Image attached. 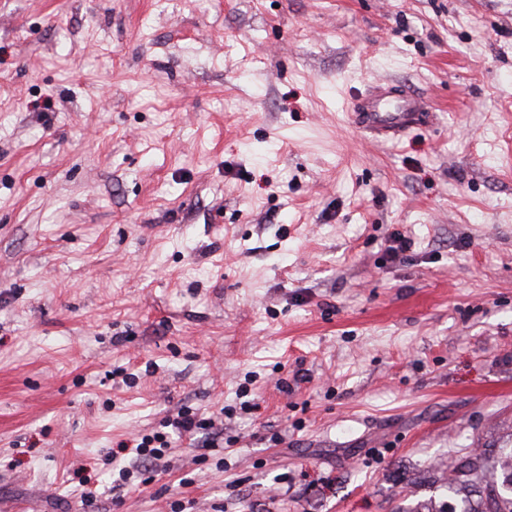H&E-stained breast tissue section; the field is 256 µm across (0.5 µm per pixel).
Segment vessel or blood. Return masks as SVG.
Instances as JSON below:
<instances>
[{"label":"vessel or blood","mask_w":512,"mask_h":512,"mask_svg":"<svg viewBox=\"0 0 512 512\" xmlns=\"http://www.w3.org/2000/svg\"><path fill=\"white\" fill-rule=\"evenodd\" d=\"M427 111L422 98L398 82L385 81L373 85L355 101L351 116L355 125L375 139L393 141L417 125Z\"/></svg>","instance_id":"b4317fda"}]
</instances>
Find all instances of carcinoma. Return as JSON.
I'll use <instances>...</instances> for the list:
<instances>
[{
  "mask_svg": "<svg viewBox=\"0 0 512 512\" xmlns=\"http://www.w3.org/2000/svg\"><path fill=\"white\" fill-rule=\"evenodd\" d=\"M407 512H512V438L492 456L474 452L448 467L445 498Z\"/></svg>",
  "mask_w": 512,
  "mask_h": 512,
  "instance_id": "1",
  "label": "carcinoma"
}]
</instances>
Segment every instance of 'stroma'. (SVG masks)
Listing matches in <instances>:
<instances>
[{
    "mask_svg": "<svg viewBox=\"0 0 512 512\" xmlns=\"http://www.w3.org/2000/svg\"><path fill=\"white\" fill-rule=\"evenodd\" d=\"M511 435L512 0H0V512H393ZM426 102L395 81L373 85L352 109L355 125L380 141L396 140L428 113ZM161 427L164 429H171V431L182 435H197L201 434L206 437L205 448H221L219 446V432H212L214 423L210 419L201 418L198 414L189 408L180 409L175 416L167 417L163 420ZM211 435V437H210ZM132 442L133 445L131 447H129L127 442H120L117 445L119 451H113L112 449V456L108 458L107 461H111V463L115 462L119 452L131 448L141 464L140 469L136 472L141 476H145L141 479L140 483L146 486L154 481V475H152V473L157 466V462L165 456V453L170 447L169 432L156 431L152 435L146 434L141 437L137 436Z\"/></svg>",
    "mask_w": 512,
    "mask_h": 512,
    "instance_id": "35a3bbf8",
    "label": "stroma"
}]
</instances>
